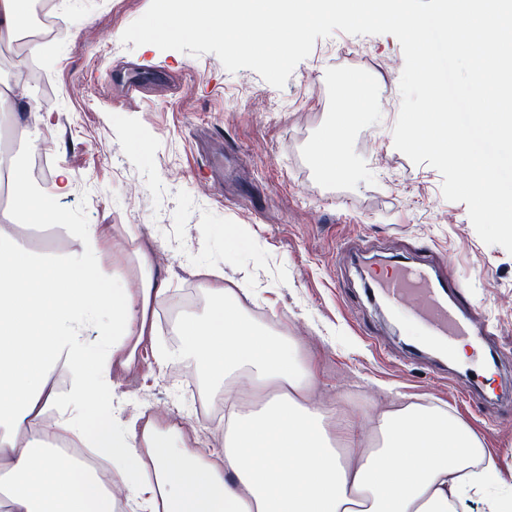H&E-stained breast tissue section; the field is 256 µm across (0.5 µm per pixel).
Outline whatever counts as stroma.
<instances>
[{"label":"stroma","mask_w":512,"mask_h":512,"mask_svg":"<svg viewBox=\"0 0 512 512\" xmlns=\"http://www.w3.org/2000/svg\"><path fill=\"white\" fill-rule=\"evenodd\" d=\"M149 4L58 0L55 34L19 48L0 41V81L42 115L29 129L9 118L0 129L22 158L27 135L38 138L46 186L61 171L71 180L60 200L65 224L18 227L32 254L66 262L71 224H135L136 242L104 254L105 275L130 284L128 259L140 244L161 258L167 291L154 305L155 331L132 367L115 371L123 419L172 415L197 429L202 447H222L223 384H201L191 359H159L179 344L177 320L209 305L211 268L225 287L247 283L252 322L297 344L315 400L365 422L401 403L444 407L497 460L490 495H512V254L481 240L466 204L444 198L436 169L395 148L397 38L317 39L278 89L252 70L228 72L212 53L122 44ZM33 63L38 85L26 76ZM131 65L150 74L133 99L123 73ZM355 72L375 103L347 143L352 175L331 179L312 148ZM228 224L241 226L243 239L225 238ZM395 261L432 264L463 282L460 305L476 307L496 365L422 351L420 327L372 300L366 269Z\"/></svg>","instance_id":"35a3bbf8"}]
</instances>
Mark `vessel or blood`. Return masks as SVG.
I'll return each instance as SVG.
<instances>
[{
    "mask_svg": "<svg viewBox=\"0 0 512 512\" xmlns=\"http://www.w3.org/2000/svg\"><path fill=\"white\" fill-rule=\"evenodd\" d=\"M381 293L394 308H404L430 335L445 344L469 338L481 339V330L454 297L459 284L433 276L426 264L393 265L377 280Z\"/></svg>",
    "mask_w": 512,
    "mask_h": 512,
    "instance_id": "vessel-or-blood-1",
    "label": "vessel or blood"
}]
</instances>
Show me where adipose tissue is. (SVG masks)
Instances as JSON below:
<instances>
[{
	"label": "adipose tissue",
	"instance_id": "obj_1",
	"mask_svg": "<svg viewBox=\"0 0 512 512\" xmlns=\"http://www.w3.org/2000/svg\"><path fill=\"white\" fill-rule=\"evenodd\" d=\"M342 106L314 149L322 172L349 174L345 152L359 115L371 104L366 81L349 75ZM69 188L32 186L11 174V205L0 224V505L5 512H456L485 495L486 512H512L487 496L499 472L482 459L478 436L438 407L381 411L364 436L353 415L310 398L312 374L290 342L252 323L237 293L220 283L204 316L182 319L175 356L193 359L204 383H248L263 399L250 410L224 397V445L199 449L197 430L151 415L127 422L112 415L115 368H129L154 333L153 304L165 291L154 254L136 250L131 288L111 287L101 259L111 242L133 240L135 225L73 224L80 246L62 265L38 261L16 229L56 224ZM112 310L105 343L89 349L84 331L101 308ZM68 378L55 386L56 368ZM64 400L53 422L46 410ZM105 416L93 432L83 421ZM90 447L120 477L114 492L94 472H78L60 445Z\"/></svg>",
	"mask_w": 512,
	"mask_h": 512
}]
</instances>
